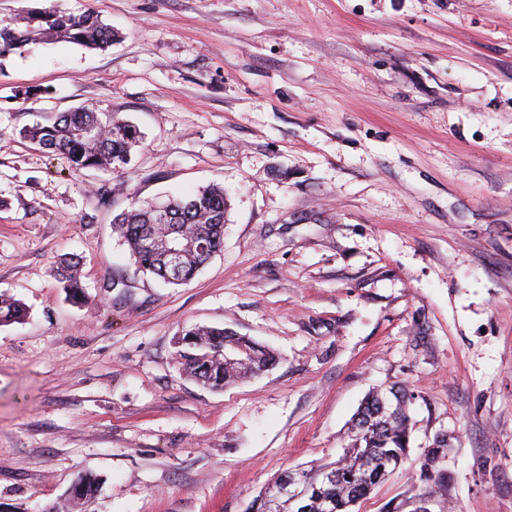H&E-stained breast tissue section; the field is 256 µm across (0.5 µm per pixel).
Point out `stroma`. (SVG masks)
Returning a JSON list of instances; mask_svg holds the SVG:
<instances>
[{"instance_id": "obj_1", "label": "stroma", "mask_w": 512, "mask_h": 512, "mask_svg": "<svg viewBox=\"0 0 512 512\" xmlns=\"http://www.w3.org/2000/svg\"><path fill=\"white\" fill-rule=\"evenodd\" d=\"M50 5L116 40L0 69V291L28 310L0 326V512H246L335 461L392 387L406 458L353 512H413L441 435L430 512H512V0H0V19ZM80 107L139 129L129 174L18 135ZM211 184L222 250L180 286L138 273L113 217ZM195 324L279 361L211 390L175 359ZM79 262L74 258H63L60 261V270L65 288L69 292L70 298L81 301L86 298L84 288L79 277ZM444 441H436L432 448H428L421 464L420 480L431 482L438 489H444L448 484V476L442 467L448 448Z\"/></svg>"}]
</instances>
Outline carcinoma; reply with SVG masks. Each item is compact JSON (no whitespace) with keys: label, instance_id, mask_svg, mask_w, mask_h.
Segmentation results:
<instances>
[{"label":"carcinoma","instance_id":"cac0c4a2","mask_svg":"<svg viewBox=\"0 0 512 512\" xmlns=\"http://www.w3.org/2000/svg\"><path fill=\"white\" fill-rule=\"evenodd\" d=\"M115 34L94 12L69 13L55 6L30 10L18 20H0V64L37 40L62 39L88 49L112 45ZM20 135L40 148L63 156L73 171L110 170L123 175L131 153L140 144L136 128L112 115L101 118L93 108L82 107L54 117L49 123L26 127ZM173 218L159 223L153 206L131 203L115 219L116 228L127 245L139 271L167 280V257L158 242L178 236L197 243L182 256L180 283L191 281L224 243L227 199L224 188L208 186L196 195L166 202ZM79 262L60 261V270L70 298L85 299L79 277ZM27 316L26 307L13 296L0 292V326L18 323ZM235 344L242 361L224 359V347ZM178 356L185 372L212 389H224L246 378L266 372L276 363L274 353L244 336L222 328L195 326L178 339ZM352 443L334 462L316 469L302 467L282 473L260 491L251 512H349L359 500L370 495L403 460L408 444L407 418L399 405L392 406L379 393L368 396L358 409L350 429ZM447 444L435 442L421 464L420 480L443 489L448 476L442 467ZM290 479L301 481L303 496L297 502L281 492Z\"/></svg>","mask_w":512,"mask_h":512}]
</instances>
